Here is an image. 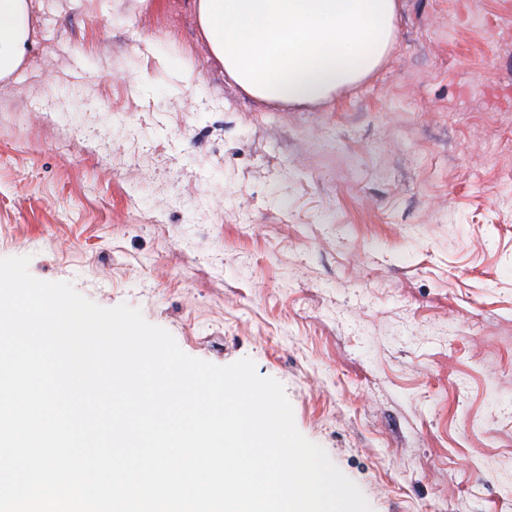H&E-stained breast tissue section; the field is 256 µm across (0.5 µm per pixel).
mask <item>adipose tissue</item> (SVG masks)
Masks as SVG:
<instances>
[{
	"mask_svg": "<svg viewBox=\"0 0 512 512\" xmlns=\"http://www.w3.org/2000/svg\"><path fill=\"white\" fill-rule=\"evenodd\" d=\"M200 30L225 74L253 97L323 103L388 55L398 0H196ZM29 0H0V79L30 46Z\"/></svg>",
	"mask_w": 512,
	"mask_h": 512,
	"instance_id": "1",
	"label": "adipose tissue"
}]
</instances>
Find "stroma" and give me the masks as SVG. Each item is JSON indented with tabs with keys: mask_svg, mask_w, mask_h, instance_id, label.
Wrapping results in <instances>:
<instances>
[{
	"mask_svg": "<svg viewBox=\"0 0 512 512\" xmlns=\"http://www.w3.org/2000/svg\"><path fill=\"white\" fill-rule=\"evenodd\" d=\"M195 0H31L0 258L280 382L372 512H512V0H400L381 68L252 97Z\"/></svg>",
	"mask_w": 512,
	"mask_h": 512,
	"instance_id": "35a3bbf8",
	"label": "stroma"
}]
</instances>
